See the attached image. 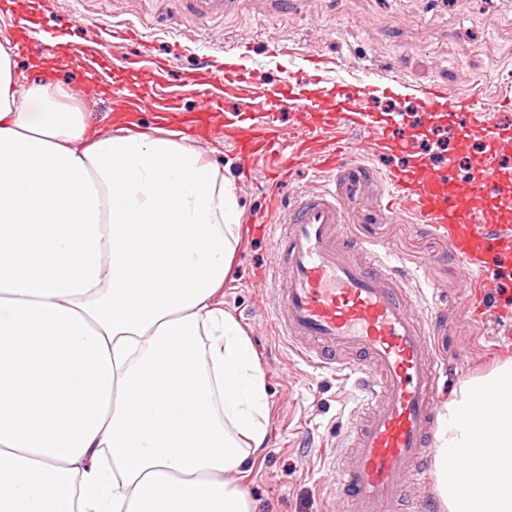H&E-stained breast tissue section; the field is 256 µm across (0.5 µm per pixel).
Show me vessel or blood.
Returning <instances> with one entry per match:
<instances>
[{
  "label": "vessel or blood",
  "mask_w": 512,
  "mask_h": 512,
  "mask_svg": "<svg viewBox=\"0 0 512 512\" xmlns=\"http://www.w3.org/2000/svg\"><path fill=\"white\" fill-rule=\"evenodd\" d=\"M16 44L20 52L39 56L59 47L54 33L39 23L22 24ZM94 65L83 87L90 97L102 92L101 77L120 68L101 48L89 51ZM166 63L156 59L140 70L137 109L168 120L167 103L175 101L162 81ZM255 66L228 53L221 66L205 67L193 91L196 105L178 129L191 141L229 138L245 169L264 161L270 178L265 219L258 232H270L273 262L265 273L273 302L268 316L276 333L313 367L350 380L357 392L356 421L346 450L335 456V471L345 512H428L423 499L411 498L413 485L426 481L429 437L438 421L439 382L457 370L433 347L434 321L424 319L400 284L392 255L371 259L362 245L345 239L344 205L329 189L284 196L279 184L302 165L322 171L352 169L364 152L398 155L415 138L410 128L388 135L392 121L372 111L367 101L379 91L378 78L342 63L303 75L293 64L282 67L274 88L248 93ZM342 88L332 110L335 126L320 122L325 105L313 88ZM240 97L236 118H229L217 92ZM427 117L445 112L463 125L477 123L486 110L480 94L455 96L441 85L412 86ZM302 118L300 131H284L280 109ZM363 140L354 141L350 132ZM485 150L467 179L453 175L455 159L438 165L418 159L408 167L385 171L388 205L412 213L448 241L450 256L463 268L467 296L484 300L488 290L512 294V279L499 273L512 261V225L499 195V162L512 150V139L500 129L484 127Z\"/></svg>",
  "instance_id": "obj_1"
}]
</instances>
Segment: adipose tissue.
<instances>
[{
  "label": "adipose tissue",
  "mask_w": 512,
  "mask_h": 512,
  "mask_svg": "<svg viewBox=\"0 0 512 512\" xmlns=\"http://www.w3.org/2000/svg\"><path fill=\"white\" fill-rule=\"evenodd\" d=\"M15 82L0 49V512H254L268 401L218 298L232 188L177 131L103 136L74 89ZM434 461L446 512H512V360L454 391Z\"/></svg>",
  "instance_id": "1"
}]
</instances>
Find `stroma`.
Returning a JSON list of instances; mask_svg holds the SVG:
<instances>
[{
  "label": "stroma",
  "mask_w": 512,
  "mask_h": 512,
  "mask_svg": "<svg viewBox=\"0 0 512 512\" xmlns=\"http://www.w3.org/2000/svg\"><path fill=\"white\" fill-rule=\"evenodd\" d=\"M10 3L16 18L34 12L47 29L63 32L68 43L104 35L108 50L123 53L131 63L138 47L123 33L137 28L153 40L156 53L169 57L170 78L180 83L193 81L202 57L242 49L260 61L261 85L277 86L281 67L269 56L277 45L294 48L301 59L315 51L326 60L382 77L371 107L385 115L401 108L406 125L418 132L411 153L367 155L351 173L333 177L300 169L283 190L336 191L346 205L345 234L371 253H393L410 295L428 287L443 299L433 345L448 360L464 362L468 376L512 358V309L500 298L492 320L475 318L465 296L464 274L449 256L447 241L410 214L388 209L389 186L383 178L387 166H410L418 157L441 159L459 145L447 113L426 124L417 102L404 95L397 79L419 86L440 83L459 92L477 82L491 102L512 86V0H474L465 14L451 0H233L221 16L194 13L189 0H84L76 11L57 0H33L28 11L19 8V0ZM44 59L52 64L50 72L16 55L18 96H25L32 84L52 79L80 86L84 73L79 61L62 68L55 65L54 54ZM197 150L222 168L243 210L242 223H250L265 208L263 164L254 165L247 178L230 141L201 144ZM272 259L269 237L241 240L223 288V307L251 340L270 405L264 449L254 457L243 486L255 512H340L335 476L322 461L337 451L352 425L354 393L350 381L300 361L268 326L259 275ZM427 263L432 266L428 281L419 276Z\"/></svg>",
  "instance_id": "1"
}]
</instances>
